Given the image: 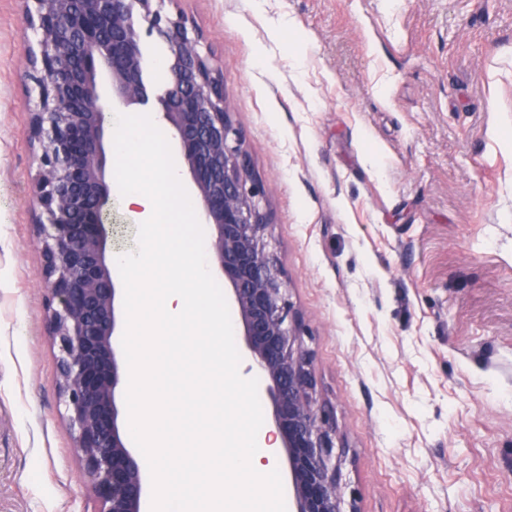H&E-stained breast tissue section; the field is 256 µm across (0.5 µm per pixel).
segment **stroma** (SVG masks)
Segmentation results:
<instances>
[{
	"label": "stroma",
	"mask_w": 512,
	"mask_h": 512,
	"mask_svg": "<svg viewBox=\"0 0 512 512\" xmlns=\"http://www.w3.org/2000/svg\"><path fill=\"white\" fill-rule=\"evenodd\" d=\"M154 7L224 74L344 512H512V0ZM23 11L0 0V512H94L45 310Z\"/></svg>",
	"instance_id": "stroma-1"
}]
</instances>
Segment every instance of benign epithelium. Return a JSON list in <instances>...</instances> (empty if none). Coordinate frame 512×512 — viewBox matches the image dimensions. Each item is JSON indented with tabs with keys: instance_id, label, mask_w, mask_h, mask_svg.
Returning a JSON list of instances; mask_svg holds the SVG:
<instances>
[{
	"instance_id": "7a95c632",
	"label": "benign epithelium",
	"mask_w": 512,
	"mask_h": 512,
	"mask_svg": "<svg viewBox=\"0 0 512 512\" xmlns=\"http://www.w3.org/2000/svg\"><path fill=\"white\" fill-rule=\"evenodd\" d=\"M31 2L25 18L38 34V49L27 50L28 76L39 87V102L30 132L40 148L32 202L42 209L38 231L59 393L96 512H141L144 495V461L127 448L116 403L117 288L104 224L111 188L99 86L105 74L121 103L150 102L136 5L140 20L168 44V80L157 102L212 227L210 250L231 290L250 358L266 381L295 512H343L336 426L318 405L303 317L267 249L273 222L266 188L224 103V77L198 51L184 18H162L153 0Z\"/></svg>"
}]
</instances>
